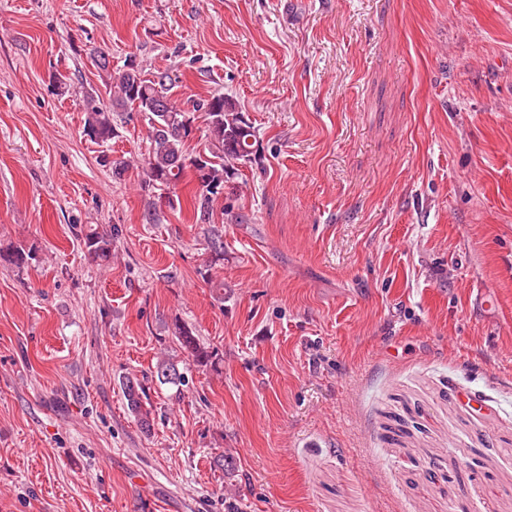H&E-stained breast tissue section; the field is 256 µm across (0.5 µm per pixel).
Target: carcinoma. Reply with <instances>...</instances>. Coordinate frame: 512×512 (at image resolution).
<instances>
[{"mask_svg": "<svg viewBox=\"0 0 512 512\" xmlns=\"http://www.w3.org/2000/svg\"><path fill=\"white\" fill-rule=\"evenodd\" d=\"M171 85L172 78L166 72L147 78L138 66L127 65L110 85V106L91 107L85 131L95 140L106 141L113 134L112 113L130 108L146 114L150 130L142 167L144 185L170 189L192 175L199 187L195 204L204 217L209 214L213 197L224 193V182L236 174L238 166L257 162L253 151L256 130L231 99L214 96L193 103L189 110L169 95ZM195 112L203 114L205 143L202 151L192 157L186 153L185 145L194 130ZM84 244L93 259L107 262L112 258L111 234L91 231ZM33 259L35 256L22 248L0 250V262L17 267ZM175 338L187 360L201 367L213 363L216 352L191 328L178 326ZM155 377L161 384L178 386L184 382L177 362L170 357L157 362ZM123 394L142 429L150 430L151 410L144 407L142 385L129 379L123 383Z\"/></svg>", "mask_w": 512, "mask_h": 512, "instance_id": "1", "label": "carcinoma"}]
</instances>
